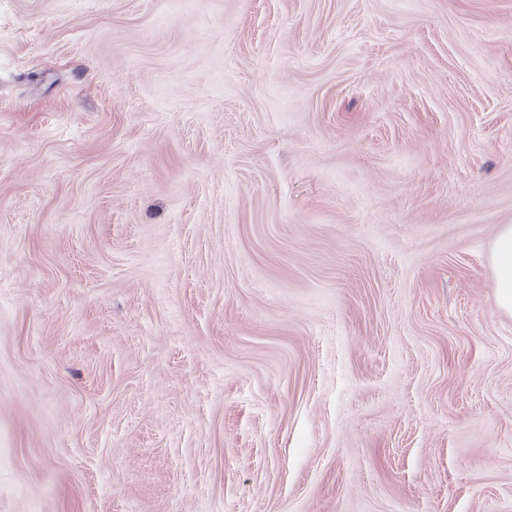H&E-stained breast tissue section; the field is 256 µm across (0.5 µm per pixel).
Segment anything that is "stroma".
Listing matches in <instances>:
<instances>
[{
    "label": "stroma",
    "instance_id": "1",
    "mask_svg": "<svg viewBox=\"0 0 512 512\" xmlns=\"http://www.w3.org/2000/svg\"><path fill=\"white\" fill-rule=\"evenodd\" d=\"M512 0H0V512H512ZM491 261L495 269V292L501 310L512 314V225H502L494 237Z\"/></svg>",
    "mask_w": 512,
    "mask_h": 512
}]
</instances>
